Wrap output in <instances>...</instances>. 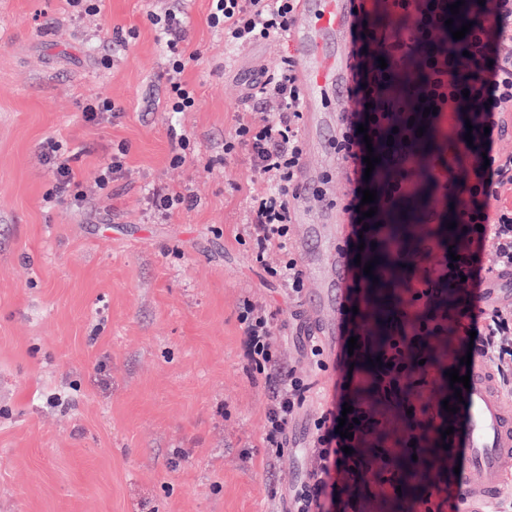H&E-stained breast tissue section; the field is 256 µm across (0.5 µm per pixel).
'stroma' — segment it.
I'll return each mask as SVG.
<instances>
[{
	"label": "stroma",
	"instance_id": "obj_1",
	"mask_svg": "<svg viewBox=\"0 0 512 512\" xmlns=\"http://www.w3.org/2000/svg\"><path fill=\"white\" fill-rule=\"evenodd\" d=\"M170 9L184 14L183 78L198 99L179 114L166 109L168 49L152 22ZM209 10L104 0L79 18L65 0H0V512H284L308 472L321 397L267 461L268 395L243 357V302L278 310L282 363L320 387L336 374L306 359L304 306L237 240L263 184L243 156L224 155L247 86L289 46L225 52ZM97 97L122 117L85 120ZM49 137L73 150L86 203H47ZM121 146L126 172L99 190ZM187 185L193 201L147 220V192ZM436 482L422 469L392 496L372 472L358 491L372 512H425Z\"/></svg>",
	"mask_w": 512,
	"mask_h": 512
}]
</instances>
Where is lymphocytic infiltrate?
I'll return each mask as SVG.
<instances>
[{"instance_id":"obj_1","label":"lymphocytic infiltrate","mask_w":512,"mask_h":512,"mask_svg":"<svg viewBox=\"0 0 512 512\" xmlns=\"http://www.w3.org/2000/svg\"><path fill=\"white\" fill-rule=\"evenodd\" d=\"M211 27L224 31V47L235 51L271 39H286L295 21L298 0H210ZM451 0H361L356 42L357 72L350 90L353 125L341 151L350 159L353 179L347 210L350 220H364L372 240L386 256L404 257L418 272L403 288L383 322L386 334L377 352L380 364L363 374L358 397L346 390L323 394V410L313 423L310 467L304 481L288 496L286 512H369L367 499L355 494L371 466L372 456L385 462L382 485L396 494L414 478L401 466L442 417L428 395L435 366L422 362L426 345L441 336L458 337L462 345L492 370L502 392L512 396V302H497L479 310L478 319L463 322L448 314L447 288L474 274V264L490 253L495 276L512 272V154L493 150L494 133L512 124V0H468L451 14ZM170 55L166 69L167 109L185 112L197 104L183 81L186 59L179 44L182 20L175 11L155 17ZM469 24L464 38H449L450 27ZM253 101L274 102L273 116L256 119L238 113L232 135L224 142L226 156L244 154L264 188L250 194L238 240L249 241L252 258L266 264L270 252L282 259L268 269L281 282L289 301H300L305 283L299 261L292 254L288 220L290 188L305 156L300 136L303 92L293 56L282 57L260 83ZM477 120L471 136L460 121L468 113ZM367 133H359L358 125ZM462 148L467 162L465 189H458L454 167L446 156L426 166L424 148L432 141ZM49 164L54 190L49 201H82L75 191L69 156L59 142L40 146ZM378 156L367 170V154ZM433 194L455 199L453 210L431 209V221L455 222L463 237L424 235L417 250L404 254L385 224L393 206L419 197L424 185ZM376 191L375 216L360 218L357 208L363 190ZM243 329L244 355L249 369L260 374L268 388L263 448L269 458L283 455L290 426L314 391V384L277 356V313L248 301L238 314ZM351 404L358 423L352 439L336 428L344 404ZM400 405L403 413L391 412Z\"/></svg>"}]
</instances>
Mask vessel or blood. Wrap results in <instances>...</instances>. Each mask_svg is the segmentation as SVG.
<instances>
[{
  "label": "vessel or blood",
  "mask_w": 512,
  "mask_h": 512,
  "mask_svg": "<svg viewBox=\"0 0 512 512\" xmlns=\"http://www.w3.org/2000/svg\"><path fill=\"white\" fill-rule=\"evenodd\" d=\"M360 16L355 0H299L288 43L304 91L301 137L322 167L340 164L336 142L351 121L353 39ZM322 167L302 164L292 185L288 217L295 227L293 247L304 276L319 284L309 303L308 324L329 355L343 352L353 333L348 288L357 251L348 242L342 205L332 204ZM458 406L461 426L453 444L460 450L459 472L444 479L456 495L459 512H483L512 459V417L501 410L491 371L481 360L470 367V387Z\"/></svg>",
  "instance_id": "obj_1"
}]
</instances>
